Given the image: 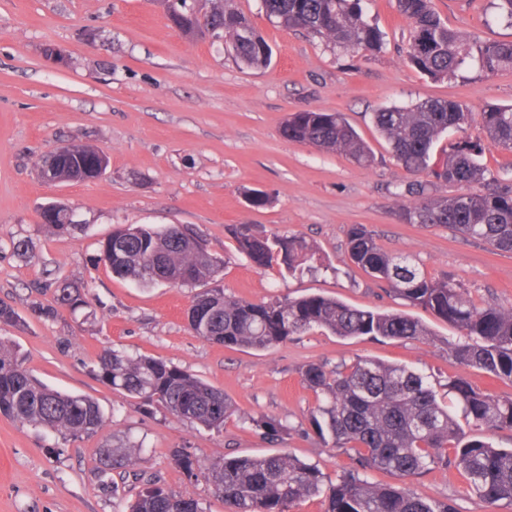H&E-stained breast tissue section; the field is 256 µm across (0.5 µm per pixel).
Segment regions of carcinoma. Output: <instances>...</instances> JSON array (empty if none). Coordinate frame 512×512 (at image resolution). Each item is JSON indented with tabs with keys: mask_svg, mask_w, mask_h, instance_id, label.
<instances>
[{
	"mask_svg": "<svg viewBox=\"0 0 512 512\" xmlns=\"http://www.w3.org/2000/svg\"><path fill=\"white\" fill-rule=\"evenodd\" d=\"M198 0H173L183 25L192 21ZM266 15L287 29L303 30L328 44L349 51L375 52L383 34L364 15V0H262ZM216 33L235 42L238 61L250 68L266 66L272 48L248 18L229 0H209ZM399 12L411 26L409 63L433 77H453L473 66L487 76L512 70V41L472 43L448 28L431 7V0H397ZM252 30L240 39L239 30ZM479 116L484 138L467 129ZM379 134L397 161L413 171H428L430 184L461 188L488 180L484 193L461 192L423 198L400 212L406 224H432L481 240L494 249L512 252V186L480 162L486 149L512 153V105H487L477 114L461 102L431 98L403 107L382 109L373 116ZM459 134L451 150L435 162L431 152L440 136ZM282 135L291 142L316 146L348 156L361 167L373 163L369 146L338 112L304 111L293 114ZM99 151L83 146L60 155L59 175L77 172L83 181L97 178ZM57 234L77 228L66 210L43 217ZM239 251L258 268L279 265L289 273L311 270L316 250L295 235L271 236L251 224L229 226ZM201 233L191 224L161 229L133 225L100 245L98 260L113 273L142 284L171 287L204 286L186 311L189 329L197 336L226 347L266 350L295 335L324 329L337 336H369L416 340L431 335L429 327L405 312L356 308L319 294L254 303L228 296L206 284L219 272L220 258L201 251ZM351 261L387 284L405 305L423 308L459 332L464 340L450 347L459 365L512 382V308L479 307L453 277L429 279L404 255L383 249L363 224L347 233ZM56 302L76 313L88 306L78 289L63 285ZM94 375L112 389L155 404L181 422L221 429L236 412L224 392L189 371L163 359L133 356L107 348ZM303 382L318 396L310 416L317 435L333 448H346L351 465L333 484L321 470L290 453L218 457L202 465L191 453L174 451L175 462L190 477L203 474L214 496L230 512H290L297 503L322 495L325 512H453L446 503L430 502L407 486L375 484V470L388 471L405 481L434 468L454 466L464 474L473 494L489 506L512 502V448H496L470 438L437 400L427 377L405 366L370 358L328 368L311 363L301 372ZM448 393L460 405L465 425L512 433V397H497L457 376L448 380ZM0 415L38 427L64 440L97 432L104 415L91 398L55 390L35 379L9 341L0 337ZM252 425L274 438L286 427L273 418L252 419ZM130 448H106L103 472L125 466ZM130 512H201L199 503L156 483L148 484Z\"/></svg>",
	"mask_w": 512,
	"mask_h": 512,
	"instance_id": "carcinoma-1",
	"label": "carcinoma"
}]
</instances>
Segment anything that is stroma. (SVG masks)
Here are the masks:
<instances>
[{"label":"stroma","instance_id":"obj_1","mask_svg":"<svg viewBox=\"0 0 512 512\" xmlns=\"http://www.w3.org/2000/svg\"><path fill=\"white\" fill-rule=\"evenodd\" d=\"M498 0H432L448 27L471 41H512L497 22ZM271 44L270 66L236 62L224 43L171 27L161 0H0V304L21 317L0 324L26 368L50 387L94 399L105 417L98 432L62 440L0 415V512H128L147 480L199 501L204 512H227L204 477H187L176 448L201 461L287 451L338 482L350 465L342 448L326 446L308 423L317 403L301 371L360 357L401 364L428 376L437 391L449 377L512 396V382L463 369L449 357L457 330L429 312L414 317L431 329L419 340L342 338L325 330L292 337L267 350L229 349L196 336L185 311L190 288L140 285L97 259L101 241L128 224H192L223 267L214 283L252 302L320 294L381 311L405 305L354 264L352 225L371 230L386 251L410 256L428 277L453 276L478 306L512 307V253L443 227L406 224L402 206L415 203L423 173L406 171L378 135L373 114L426 98H449L472 110L512 104V70L476 69L435 80L413 67L410 25L396 0H366L367 20L385 36L382 51L354 54L305 32L278 27L261 0H233ZM60 49L64 62L45 53ZM340 112L371 147L367 168L345 155L285 139L294 113ZM90 146L108 158L89 182H46L43 155L64 144ZM269 202L251 206L244 192ZM51 202L75 209L79 228L50 233L41 211ZM251 224L266 234L304 237L323 267L290 274L255 267L227 231ZM66 282L85 292L83 316L56 307ZM56 307L53 317L40 309ZM160 358L222 389L236 413L221 430L181 422L114 391L92 372L104 348ZM286 426L270 440L252 419ZM142 445L130 466L103 474L106 448ZM422 497L453 512H512L487 506L455 469L409 480Z\"/></svg>","mask_w":512,"mask_h":512}]
</instances>
